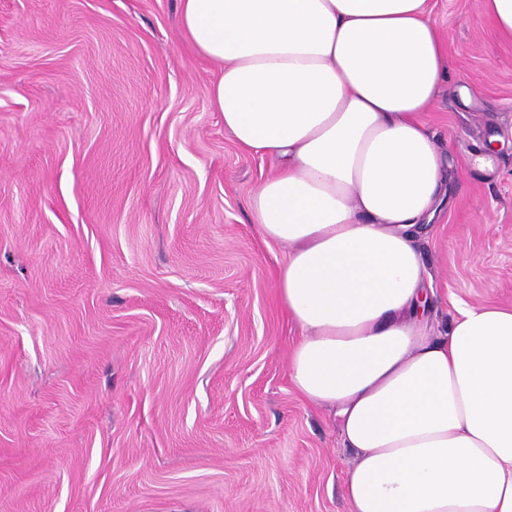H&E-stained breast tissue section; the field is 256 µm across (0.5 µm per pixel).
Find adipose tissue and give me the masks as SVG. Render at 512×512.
<instances>
[{
  "label": "adipose tissue",
  "instance_id": "1",
  "mask_svg": "<svg viewBox=\"0 0 512 512\" xmlns=\"http://www.w3.org/2000/svg\"><path fill=\"white\" fill-rule=\"evenodd\" d=\"M179 26L225 131L277 164L252 222L288 247L290 379L340 419L351 512H512V307L435 336L413 234L444 184L429 0H180Z\"/></svg>",
  "mask_w": 512,
  "mask_h": 512
}]
</instances>
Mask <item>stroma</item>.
<instances>
[{
  "mask_svg": "<svg viewBox=\"0 0 512 512\" xmlns=\"http://www.w3.org/2000/svg\"><path fill=\"white\" fill-rule=\"evenodd\" d=\"M449 156L415 239L433 333L512 307V41L429 0ZM179 0H0V512H350L249 202L273 169L210 106Z\"/></svg>",
  "mask_w": 512,
  "mask_h": 512,
  "instance_id": "stroma-1",
  "label": "stroma"
}]
</instances>
